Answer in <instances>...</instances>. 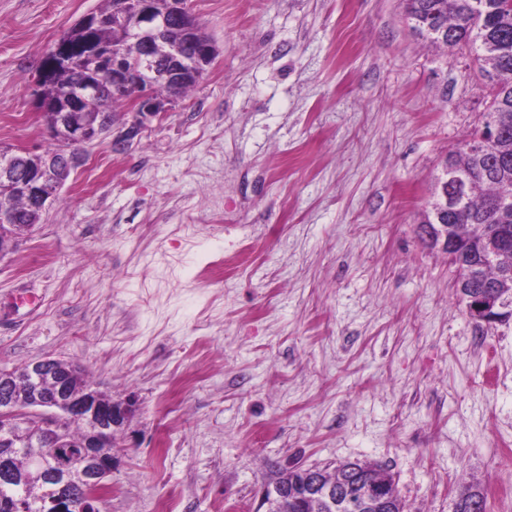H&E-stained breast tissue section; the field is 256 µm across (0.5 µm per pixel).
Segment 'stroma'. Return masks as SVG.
I'll list each match as a JSON object with an SVG mask.
<instances>
[{
    "mask_svg": "<svg viewBox=\"0 0 512 512\" xmlns=\"http://www.w3.org/2000/svg\"><path fill=\"white\" fill-rule=\"evenodd\" d=\"M218 48L124 147L80 146L0 258V367L133 401L104 512H264L277 470L377 461L409 512H512V321L477 326L417 232L480 124L474 57L403 0H189ZM103 0H0V142L55 149L44 53Z\"/></svg>",
    "mask_w": 512,
    "mask_h": 512,
    "instance_id": "stroma-1",
    "label": "stroma"
}]
</instances>
